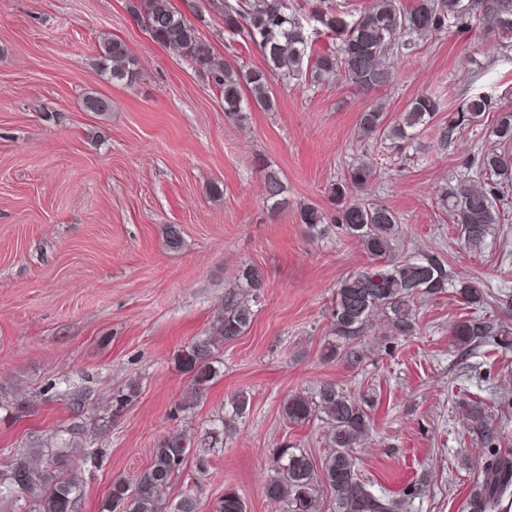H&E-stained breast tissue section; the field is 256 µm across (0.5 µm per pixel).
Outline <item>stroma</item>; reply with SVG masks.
Returning <instances> with one entry per match:
<instances>
[{"mask_svg": "<svg viewBox=\"0 0 512 512\" xmlns=\"http://www.w3.org/2000/svg\"><path fill=\"white\" fill-rule=\"evenodd\" d=\"M219 4L173 0L220 59L263 66L254 43L225 32ZM107 38L135 59L133 82L100 72ZM386 61L392 80L371 93L340 75L316 87L273 80L277 109L251 110L238 124L225 116L219 87L155 44L128 0H0V397L26 405L0 414V459L67 426L66 390L89 392L93 416L133 381L140 396L100 439L99 466L72 459L79 512H99L113 480L145 469L165 433L196 440L220 416L223 447L205 474L187 464L168 500L191 488L202 512H216L232 489L247 512H276L265 486L278 451L327 452L320 422L290 424L281 405L331 381L372 397L371 435L354 455L375 493L403 499L406 512H464L492 462L464 410L478 402L493 422L512 417V351L461 355L450 330L471 316H507L495 297L512 294V181L498 187L505 223L493 225L483 251L466 249L437 192L476 178L466 162L494 142L481 126L445 143L440 131L475 90L491 88L495 107L512 106V51L475 17L468 29L419 42L408 59ZM424 92L442 110L414 140L360 150L363 109L384 104L392 121ZM92 93L109 102L107 112L84 111ZM360 159L374 174L367 200L400 218V252L442 258L487 298L467 306L450 288L417 299V335L388 342L375 321L368 357L353 367L325 359L323 347L340 281L369 257L336 228L311 239L299 210L333 214L330 188ZM262 162L280 172L288 209H267ZM170 224L182 231L176 250L166 243ZM245 264L266 281L253 321L217 352L220 374L200 404L174 414L191 386L177 353L208 332ZM239 390L251 397L241 417L228 404Z\"/></svg>", "mask_w": 512, "mask_h": 512, "instance_id": "stroma-1", "label": "stroma"}]
</instances>
